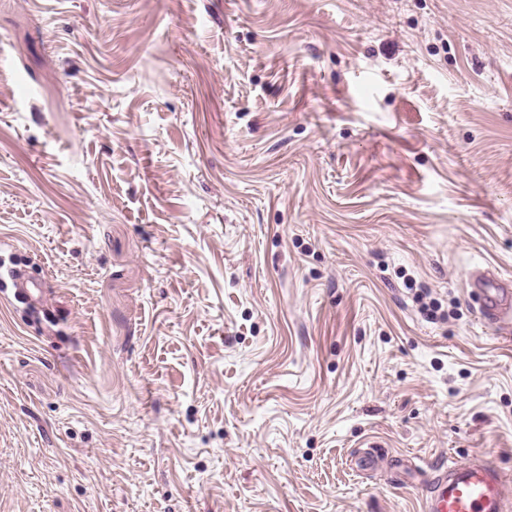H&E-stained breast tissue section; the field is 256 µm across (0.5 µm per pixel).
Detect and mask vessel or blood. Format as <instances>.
<instances>
[{"mask_svg":"<svg viewBox=\"0 0 512 512\" xmlns=\"http://www.w3.org/2000/svg\"><path fill=\"white\" fill-rule=\"evenodd\" d=\"M479 300L480 320L501 334L512 333V289L495 287L486 270L468 275ZM505 477L496 462L484 459L438 470L423 512H506Z\"/></svg>","mask_w":512,"mask_h":512,"instance_id":"1","label":"vessel or blood"}]
</instances>
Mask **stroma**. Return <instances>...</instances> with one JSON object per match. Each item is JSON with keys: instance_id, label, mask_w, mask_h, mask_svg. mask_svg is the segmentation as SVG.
Instances as JSON below:
<instances>
[{"instance_id": "obj_1", "label": "stroma", "mask_w": 512, "mask_h": 512, "mask_svg": "<svg viewBox=\"0 0 512 512\" xmlns=\"http://www.w3.org/2000/svg\"><path fill=\"white\" fill-rule=\"evenodd\" d=\"M512 0H0V512L512 501ZM468 280L472 291L479 300L480 320L492 326L499 334H511L512 331V289L488 288L500 280L489 271L475 270L469 273ZM505 476L490 459L439 469L424 512H505Z\"/></svg>"}]
</instances>
